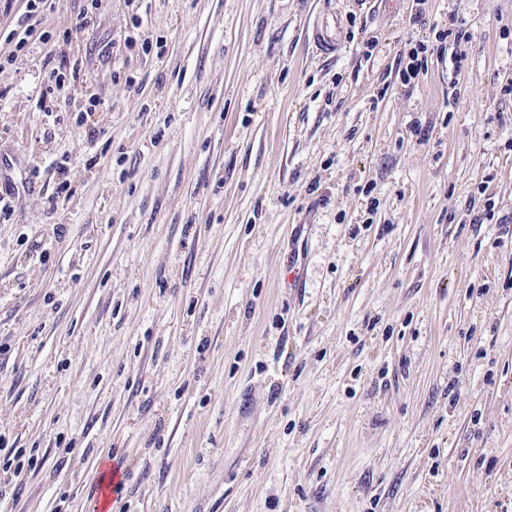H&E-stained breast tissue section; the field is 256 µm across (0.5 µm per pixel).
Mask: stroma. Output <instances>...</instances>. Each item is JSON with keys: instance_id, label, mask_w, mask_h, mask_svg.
Returning <instances> with one entry per match:
<instances>
[{"instance_id": "stroma-1", "label": "stroma", "mask_w": 512, "mask_h": 512, "mask_svg": "<svg viewBox=\"0 0 512 512\" xmlns=\"http://www.w3.org/2000/svg\"><path fill=\"white\" fill-rule=\"evenodd\" d=\"M87 5L0 11V512H512V0ZM27 10L20 17V27L23 28L24 36L16 43L17 49H23L27 43V38L31 37L42 25L43 18L41 12L47 0H27ZM439 49V45H437L436 48L434 46L433 48H429V45L420 42L415 44L414 47L407 52L405 57L406 62L404 61V55L400 54L399 67H401L402 63L403 67L399 72H401L403 83L405 85L415 83V81L420 78V75H423L427 71L428 53L433 55L435 51L438 52ZM64 63L60 64L58 67H54L51 69L49 73V82L46 86L45 91L43 92V98L48 95H52V99H55L56 102L59 100L66 98L67 93L71 87L70 81L68 84H65L66 76L64 74Z\"/></svg>"}]
</instances>
